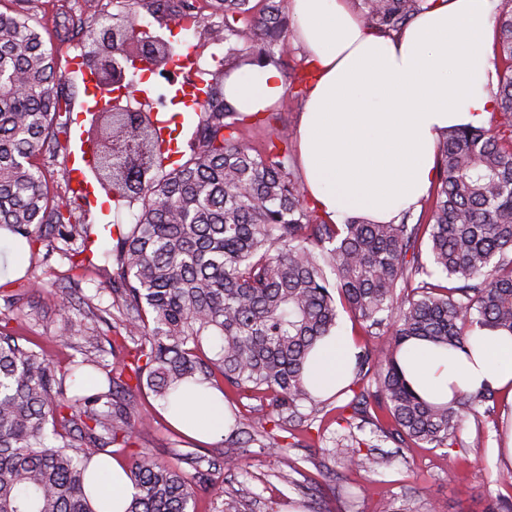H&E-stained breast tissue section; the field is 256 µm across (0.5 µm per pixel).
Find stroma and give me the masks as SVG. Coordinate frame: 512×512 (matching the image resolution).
<instances>
[{
    "label": "stroma",
    "mask_w": 512,
    "mask_h": 512,
    "mask_svg": "<svg viewBox=\"0 0 512 512\" xmlns=\"http://www.w3.org/2000/svg\"><path fill=\"white\" fill-rule=\"evenodd\" d=\"M168 21L173 24L172 41L179 51H190L192 66L183 68L178 84L204 87L224 70V46L212 42L207 30H185L175 23L181 0H162ZM23 6L30 23L55 51L60 66H67L81 53V41L74 38L69 24L76 6L74 0H25ZM55 91L69 105L67 128H56L58 148L55 155L37 153L31 162L39 170L52 194L64 199L69 195L63 178L71 154L79 152L89 124L87 109L95 100L81 78L66 77ZM302 107L301 100L284 96L277 105V129L296 139ZM272 128V129H275ZM272 129L245 121L241 135L255 145L263 144ZM20 276L9 280L8 290H27V297L9 312V327L38 341L52 360H65L70 351L52 341L50 319L59 303L62 279L69 267L60 254L43 257L42 253H23ZM112 272L111 261L99 260L77 282L82 295L109 311L111 319L120 314L105 287ZM37 289H30V282ZM135 411L149 419L150 425L133 436L129 444L113 446L112 459L129 467L136 454L147 451L161 460H169L170 449H178L206 459L222 460L223 435L199 440L173 425L164 412L161 399L149 390L135 393ZM512 423V402L498 398L489 411L467 416L450 448H400L395 443H377L372 425L351 431L345 421L323 416L320 429L294 430L283 438L282 448H268L250 454L245 465L250 473L247 512H299L310 498L308 489L320 491L322 512H383V502L406 492L415 493L421 507L435 506L437 512H496L500 499L512 496V489L500 481L505 468L493 453L508 424ZM355 434L358 440L378 445L380 452L394 455L391 467L375 470L338 468L322 452V437ZM287 471V481H280V471Z\"/></svg>",
    "instance_id": "stroma-1"
}]
</instances>
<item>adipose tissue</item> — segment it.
<instances>
[{
  "label": "adipose tissue",
  "mask_w": 512,
  "mask_h": 512,
  "mask_svg": "<svg viewBox=\"0 0 512 512\" xmlns=\"http://www.w3.org/2000/svg\"><path fill=\"white\" fill-rule=\"evenodd\" d=\"M392 37L369 32L352 0H290L295 38L306 49L308 89L298 127L299 158L313 207L336 224L362 216L398 220L418 205L435 175L438 138L449 127L483 125L496 108L487 86L496 0H429ZM285 93L279 69L252 65L224 74L237 111H266ZM357 353L351 336H327L309 357L320 394L347 382ZM400 365L427 400L486 387L512 394V336L477 334L463 353L414 341ZM179 423L209 437L224 429V402L189 391Z\"/></svg>",
  "instance_id": "adipose-tissue-1"
}]
</instances>
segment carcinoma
I'll return each instance as SVG.
<instances>
[{
  "mask_svg": "<svg viewBox=\"0 0 512 512\" xmlns=\"http://www.w3.org/2000/svg\"><path fill=\"white\" fill-rule=\"evenodd\" d=\"M214 0L224 38V67L279 65L287 0ZM365 24L398 33L428 0H354ZM127 34L125 12L93 11L83 21V48L98 27ZM495 55L506 68L490 92L489 126L451 128L437 145L436 174L419 215L397 224L363 217L333 224L306 198L291 164L288 134L264 150L243 142L245 116L224 100V82L199 89L204 99L190 157L166 171L157 121L118 133L148 154L151 183L131 189L113 162L95 179L118 206L139 205L117 224L108 291L121 307L114 326L104 310L61 290L52 339L75 353L52 361L0 319V512H95L87 488L91 463L112 455L142 422L132 392L146 388L167 404L191 386L261 393L267 407L234 415L227 447L239 457L269 448L274 430L303 427L305 405L326 407L308 382L307 362L336 328L341 301L383 349L355 355L358 387L338 410L349 427L374 426L402 448H449L467 414L496 401L483 388L447 405L418 395L399 354L411 339L463 352L476 329L512 335V3L496 16ZM65 77L53 50L21 10L0 11V228L42 244H65L69 270L95 266V225L50 196L30 163L56 148L53 126ZM335 275L330 285L326 270ZM123 330L115 336L100 325ZM111 355L114 361L106 359ZM325 453L342 467L376 469L391 458L361 454L358 441L334 439ZM165 462L144 452L126 473L135 493L125 512H190L195 488L213 481L201 460L170 450ZM191 470H186L185 466Z\"/></svg>",
  "mask_w": 512,
  "mask_h": 512,
  "instance_id": "carcinoma-1",
  "label": "carcinoma"
}]
</instances>
